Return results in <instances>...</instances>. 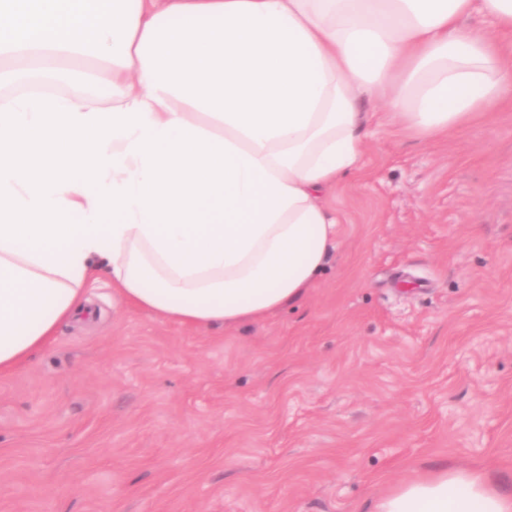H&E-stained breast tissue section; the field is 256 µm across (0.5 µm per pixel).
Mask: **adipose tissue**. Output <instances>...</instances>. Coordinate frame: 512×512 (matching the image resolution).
Instances as JSON below:
<instances>
[{
    "label": "adipose tissue",
    "mask_w": 512,
    "mask_h": 512,
    "mask_svg": "<svg viewBox=\"0 0 512 512\" xmlns=\"http://www.w3.org/2000/svg\"><path fill=\"white\" fill-rule=\"evenodd\" d=\"M512 0H0V374L122 301L200 329L300 303L360 170V98L418 138L512 104ZM373 512H512L447 466Z\"/></svg>",
    "instance_id": "1"
}]
</instances>
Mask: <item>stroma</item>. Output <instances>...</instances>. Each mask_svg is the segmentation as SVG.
Here are the masks:
<instances>
[{
  "instance_id": "stroma-1",
  "label": "stroma",
  "mask_w": 512,
  "mask_h": 512,
  "mask_svg": "<svg viewBox=\"0 0 512 512\" xmlns=\"http://www.w3.org/2000/svg\"><path fill=\"white\" fill-rule=\"evenodd\" d=\"M359 109L301 303L196 329L103 276L0 376V512H372L448 465L512 493V106L437 140Z\"/></svg>"
}]
</instances>
